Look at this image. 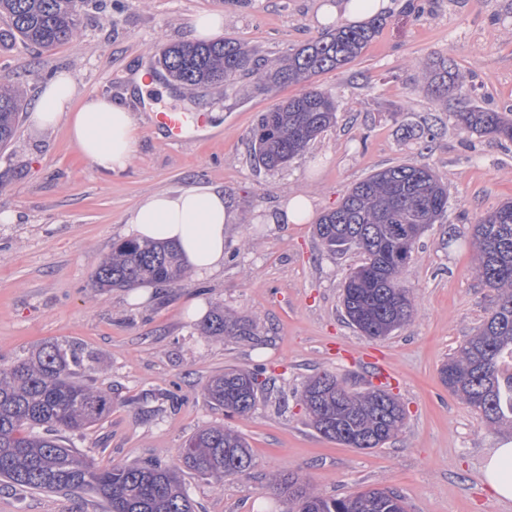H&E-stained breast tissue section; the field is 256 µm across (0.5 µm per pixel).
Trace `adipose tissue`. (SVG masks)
<instances>
[{"mask_svg":"<svg viewBox=\"0 0 512 512\" xmlns=\"http://www.w3.org/2000/svg\"><path fill=\"white\" fill-rule=\"evenodd\" d=\"M390 0H326L320 21L337 17L359 24L385 11ZM65 126L82 155L106 173L125 170L132 161L134 119L120 100L105 94L78 97L70 74L60 73L41 89L29 126L46 132ZM234 212L220 186H190L143 196L127 221L125 232L141 241L175 243L197 277L224 267ZM485 482L499 500L512 501V442L494 449L483 471Z\"/></svg>","mask_w":512,"mask_h":512,"instance_id":"adipose-tissue-1","label":"adipose tissue"}]
</instances>
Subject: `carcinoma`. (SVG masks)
Wrapping results in <instances>:
<instances>
[{"mask_svg":"<svg viewBox=\"0 0 512 512\" xmlns=\"http://www.w3.org/2000/svg\"><path fill=\"white\" fill-rule=\"evenodd\" d=\"M0 16L10 35L50 49L79 32L77 0H0ZM378 25L339 26L273 62L255 59L230 39L169 43L158 64L177 86L190 92L229 88L241 75H258L275 85L302 88L258 115L249 135L256 164L286 167L309 143L336 122V99L313 86L312 77L335 70L359 56ZM426 77L435 92L468 95L466 78L451 67L434 65ZM21 111L16 90L0 89V147L14 137ZM472 132L512 139V122L473 105L455 113ZM448 212V194L430 168L403 163L380 169L348 189L339 205L323 214L315 234L332 253L359 250L364 261L346 275L342 306L362 335L381 339L407 325L414 303L402 276L421 234ZM477 250L474 272L497 292V309L440 369L453 395L478 410L493 428L512 430V201L468 226ZM187 278L176 246L124 240L102 257L92 281L97 288H126L143 282L164 287ZM204 336H252L251 321L216 307L200 325ZM75 354L45 343L28 358L0 365V479L41 492L93 491L106 512H194L177 469L159 460L114 465L101 470L59 433L83 429L112 411V396L79 379ZM266 369L228 367L211 377L206 400L228 414L245 415L265 389ZM300 402L324 438L351 448H381L405 424L400 401L381 387L349 392L335 374H316L304 385ZM184 467L218 483L241 476L252 466L249 444L222 425H208L188 438L180 451ZM289 512H406L398 493L368 489L347 497H325L298 479H275Z\"/></svg>","mask_w":512,"mask_h":512,"instance_id":"cac0c4a2","label":"carcinoma"}]
</instances>
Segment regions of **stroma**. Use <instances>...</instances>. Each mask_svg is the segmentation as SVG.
Instances as JSON below:
<instances>
[{
    "mask_svg": "<svg viewBox=\"0 0 512 512\" xmlns=\"http://www.w3.org/2000/svg\"><path fill=\"white\" fill-rule=\"evenodd\" d=\"M323 0H85L80 32L51 49L8 36L0 18V83L33 108L41 84L72 74L79 95L123 96L128 72L156 69L160 45L191 39L194 17L224 15V35L275 60L326 34ZM383 25L353 62L315 77L338 101L335 124L288 168L256 166L248 133L260 112L295 94L244 76L233 89L190 93L161 80L130 102L136 122L131 164L107 174L83 158L65 127L36 136L20 120L0 149V363L47 342L73 350L88 382L112 396L98 424L62 435L109 468L178 451L200 427L221 424L248 442V474L211 480L184 474L196 512H285L274 487L283 474L327 497L367 488L397 490L408 512H512L483 481L494 448L512 433L490 429L480 412L452 396L441 366L493 312L496 294L474 273L469 224L512 200V141L462 130L469 105L512 111V0H390ZM452 62L470 81L469 97H435L423 66ZM170 109L208 114L206 129L178 143L154 115ZM425 128L405 137L404 125ZM429 167L448 191V214L416 242L404 281L416 304L412 322L371 340L348 324L342 284L363 256L332 255L314 220L336 208L369 174L397 164ZM219 184L236 215L223 270L191 275L173 288L137 285L99 290V259L124 240L131 211L146 194ZM294 193L307 194L314 218L271 224L267 216ZM252 319L247 340L201 335L191 301ZM384 355L397 375L391 392L406 410L391 443L360 450L323 438L300 400L305 381L323 371L360 392L374 380L364 355ZM264 365L268 392L245 416H225L204 397L224 368ZM0 512H103L89 491L31 492L0 481Z\"/></svg>",
    "mask_w": 512,
    "mask_h": 512,
    "instance_id": "35a3bbf8",
    "label": "stroma"
}]
</instances>
